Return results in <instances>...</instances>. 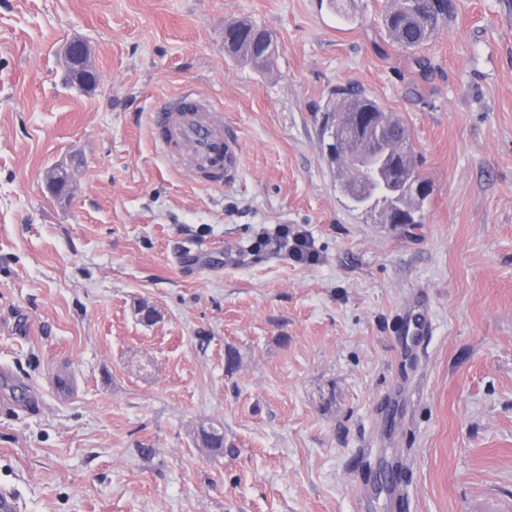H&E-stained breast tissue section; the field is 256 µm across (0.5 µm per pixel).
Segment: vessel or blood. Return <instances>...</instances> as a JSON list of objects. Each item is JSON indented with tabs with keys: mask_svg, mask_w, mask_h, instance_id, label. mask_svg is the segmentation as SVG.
<instances>
[{
	"mask_svg": "<svg viewBox=\"0 0 512 512\" xmlns=\"http://www.w3.org/2000/svg\"><path fill=\"white\" fill-rule=\"evenodd\" d=\"M151 132L171 165L188 159L199 163L201 184L223 186L239 170V144L224 125L223 111L194 92L171 97L152 112Z\"/></svg>",
	"mask_w": 512,
	"mask_h": 512,
	"instance_id": "1",
	"label": "vessel or blood"
}]
</instances>
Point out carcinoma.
<instances>
[{"label": "carcinoma", "instance_id": "cac0c4a2", "mask_svg": "<svg viewBox=\"0 0 512 512\" xmlns=\"http://www.w3.org/2000/svg\"><path fill=\"white\" fill-rule=\"evenodd\" d=\"M448 0H392L390 9L384 16V25L399 46L415 49L429 41L441 24L448 19ZM267 30L246 20H238L224 26V40L231 49L228 55L241 62L261 68L267 64L262 59L265 52L263 37ZM342 98L327 110L326 116L336 113L347 120L350 115L371 112L375 118L373 136L380 149L393 153L395 143L405 136L400 122L387 115L378 102L364 94L351 91L341 92ZM374 207L381 210L402 209L414 212L421 207L418 199L397 187L374 199ZM199 436L204 447L215 454L224 452V426L212 422L200 426Z\"/></svg>", "mask_w": 512, "mask_h": 512}]
</instances>
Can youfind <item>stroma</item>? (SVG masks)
<instances>
[{
	"label": "stroma",
	"mask_w": 512,
	"mask_h": 512,
	"mask_svg": "<svg viewBox=\"0 0 512 512\" xmlns=\"http://www.w3.org/2000/svg\"><path fill=\"white\" fill-rule=\"evenodd\" d=\"M390 4L0 0V395L39 398L0 413L22 512H512V0H451L410 50ZM241 19L268 68L225 54ZM73 38L93 89L65 81ZM349 87L407 131L416 223L338 189L322 126ZM184 90L238 134L222 188L152 138ZM199 436L205 448H209L215 454H222L224 452V426L221 424H214L213 422L207 425L200 426Z\"/></svg>",
	"instance_id": "35a3bbf8"
}]
</instances>
